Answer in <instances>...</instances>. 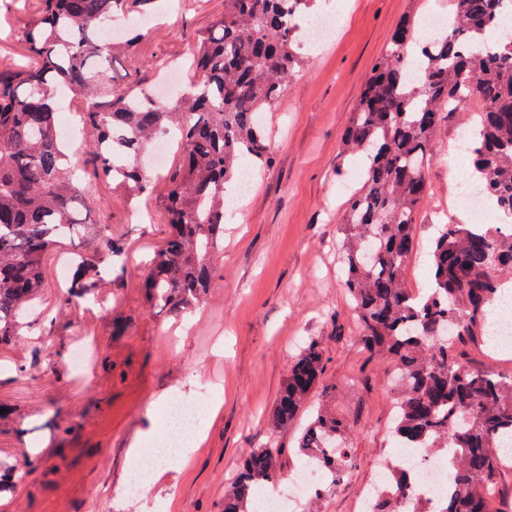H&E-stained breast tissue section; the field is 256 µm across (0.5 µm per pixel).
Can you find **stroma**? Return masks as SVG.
Wrapping results in <instances>:
<instances>
[{
	"mask_svg": "<svg viewBox=\"0 0 512 512\" xmlns=\"http://www.w3.org/2000/svg\"><path fill=\"white\" fill-rule=\"evenodd\" d=\"M343 2L347 20L337 36L302 50L299 68L265 114L272 164L224 224L219 276L203 303L169 314L144 299L147 265L170 231L158 204L164 180L133 201L105 183L87 194L86 223L109 225L124 244L122 274L96 301L63 310L62 267L85 242L65 241L46 256L39 309L51 318L50 331L0 348V405L12 411L0 418V462L18 468L14 496L0 501V512H222L245 450L294 444L296 430L274 431L268 416L290 364L311 339L327 357V390L315 401L349 420L354 458L322 512H353L360 488L393 455L391 367L357 344L359 326L339 269L344 189L363 167L362 158L343 156V138L374 60L402 21L430 10L454 13L456 0ZM223 15L224 0H156L150 11H129L131 20L154 22L114 59L105 84L155 88L164 63L194 82L190 58ZM28 16L0 9L2 71L24 61L20 29ZM467 120V112L449 113L431 145L427 200L405 271L413 292L426 285L435 226L461 221L448 162L469 168L455 150ZM80 340L95 351L84 373L68 363ZM207 388L212 402L191 452L159 468L144 496L119 498L135 449L152 447L161 432L167 402L196 401Z\"/></svg>",
	"mask_w": 512,
	"mask_h": 512,
	"instance_id": "stroma-1",
	"label": "stroma"
}]
</instances>
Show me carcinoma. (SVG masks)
<instances>
[{
  "instance_id": "1",
  "label": "carcinoma",
  "mask_w": 512,
  "mask_h": 512,
  "mask_svg": "<svg viewBox=\"0 0 512 512\" xmlns=\"http://www.w3.org/2000/svg\"><path fill=\"white\" fill-rule=\"evenodd\" d=\"M499 0H457L441 39L421 47L422 76L404 61L406 19L372 66L351 113L343 152L364 159L340 222L344 287L357 312L359 341L372 358H386L397 375L396 415L390 434L398 447L412 442L431 454L457 449L453 484L442 512H490L487 491L499 482L501 439L512 438V373L475 370L468 345L489 344L486 325L512 287V41L495 54L478 49L494 22ZM152 0H36L22 30L27 61L0 72V346L34 326L44 287V258L62 241L90 235L75 259L63 305L91 301L112 282L123 245L79 218L87 184L112 181L140 196L152 189V172L139 164L165 129L178 132L183 162L168 175L161 201L172 233L155 254L145 279L146 300L178 313L209 294L224 248L225 185L249 159L271 163L269 133L258 120L279 99L298 61L299 32L291 25L316 0H224V19L204 36L193 59L199 80L171 105L148 91H112L101 73L115 44L101 37L108 23ZM73 92L87 105L85 139L71 150L56 135L58 93ZM464 99L473 137L467 145L478 189L511 220L500 224H443L430 247L429 291L413 303L405 266L413 228L427 188L430 146L445 112ZM127 157L123 178L112 174V153ZM327 359L315 341L296 356L270 411L271 426L288 429L324 390ZM347 423L318 407L297 446H259L239 460L237 478L224 489L223 512H256L255 492L281 477L294 453L345 479L353 465ZM394 478L401 497L378 499L371 512H425L413 500L403 470Z\"/></svg>"
}]
</instances>
